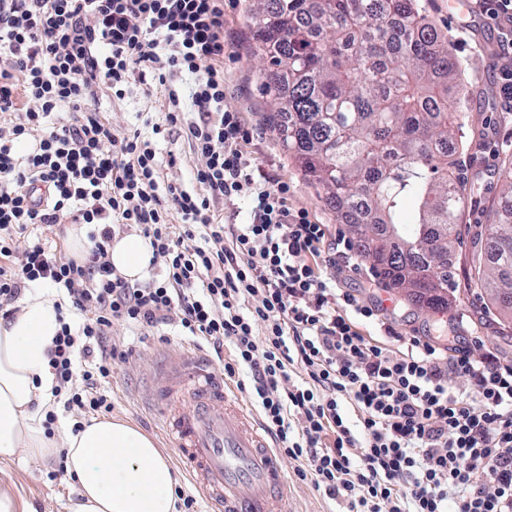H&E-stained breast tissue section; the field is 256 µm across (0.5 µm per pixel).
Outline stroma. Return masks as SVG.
Wrapping results in <instances>:
<instances>
[{"mask_svg": "<svg viewBox=\"0 0 512 512\" xmlns=\"http://www.w3.org/2000/svg\"><path fill=\"white\" fill-rule=\"evenodd\" d=\"M250 6L251 0H224V105L242 112L253 134L246 146L248 155L268 177L287 183L289 206L308 211L311 220L328 225L331 234L348 236L347 225L326 204L319 189L303 178L283 151L277 133L264 122L270 101L257 86L261 64L248 51L250 31L246 17ZM418 8L447 37L462 67L468 112L473 120L464 129L470 145L459 157L473 179L462 221L486 224L490 221L489 210L500 195L504 176L500 161L504 154L512 153V114L494 107L495 74L511 65L512 59L498 55L497 32L483 17L470 14L461 18L449 13L448 0H418ZM162 104L159 89L147 88L137 81L126 86L122 94L107 92L101 97L102 115L115 134L137 133L155 146L163 184L187 186L202 160L194 153L183 128L154 135L153 126L164 118ZM469 251L470 242L466 239L456 247L455 286L449 291V305L444 312L412 302L404 289L375 275L370 261H363L359 270L343 273V288L380 309L379 319L362 325L363 334L379 337L380 326L385 323L407 337L445 339L459 335L474 357L491 351L502 362H512V320L500 313L489 295L467 287L464 267ZM112 340L131 351L128 361L116 362L112 369L113 416L139 427L155 439L167 457H174L158 416L145 400L146 376L163 350L195 346L205 352L208 344L192 342L172 323L140 329L118 323L112 328ZM59 462L56 456L47 462L25 456L0 459V489L11 491L23 512H64L65 502L77 492V483L69 475L50 479V472L58 469ZM286 466L289 493L297 512H342V505L315 487L311 479L298 476L296 461L287 460Z\"/></svg>", "mask_w": 512, "mask_h": 512, "instance_id": "obj_1", "label": "stroma"}]
</instances>
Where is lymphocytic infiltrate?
I'll return each mask as SVG.
<instances>
[{
	"instance_id": "1",
	"label": "lymphocytic infiltrate",
	"mask_w": 512,
	"mask_h": 512,
	"mask_svg": "<svg viewBox=\"0 0 512 512\" xmlns=\"http://www.w3.org/2000/svg\"><path fill=\"white\" fill-rule=\"evenodd\" d=\"M152 72L167 103L158 135L181 122L168 77L196 78L195 190L160 188L151 142L116 136L101 116L102 90ZM3 116L0 321L28 286L64 288L48 366L65 411L111 413L112 366L127 356L114 323L175 318L215 355L232 346L224 369L245 370L237 386L281 455L305 462L347 512H512V364L423 336L394 350V331L363 335L375 312L335 276L355 260L352 243L290 209L287 184L258 176L243 150L250 132L224 106V0H0ZM231 197L249 200V222L216 223ZM67 218L91 228L79 261L33 236ZM132 224L164 263L142 283L108 255L116 227ZM452 373L468 377L469 397L449 387Z\"/></svg>"
}]
</instances>
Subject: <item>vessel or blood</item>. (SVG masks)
I'll use <instances>...</instances> for the list:
<instances>
[{
  "label": "vessel or blood",
  "instance_id": "obj_1",
  "mask_svg": "<svg viewBox=\"0 0 512 512\" xmlns=\"http://www.w3.org/2000/svg\"><path fill=\"white\" fill-rule=\"evenodd\" d=\"M153 401L210 512H291L288 477L269 432L225 385L221 368L200 353L174 351Z\"/></svg>",
  "mask_w": 512,
  "mask_h": 512
}]
</instances>
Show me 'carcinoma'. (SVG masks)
<instances>
[{
    "label": "carcinoma",
    "mask_w": 512,
    "mask_h": 512,
    "mask_svg": "<svg viewBox=\"0 0 512 512\" xmlns=\"http://www.w3.org/2000/svg\"><path fill=\"white\" fill-rule=\"evenodd\" d=\"M252 53L267 122L373 267L417 303L448 307V255L470 238V281L512 310V154L493 223L461 225L466 183L448 150L469 116L461 66L416 0H255Z\"/></svg>",
    "instance_id": "1"
}]
</instances>
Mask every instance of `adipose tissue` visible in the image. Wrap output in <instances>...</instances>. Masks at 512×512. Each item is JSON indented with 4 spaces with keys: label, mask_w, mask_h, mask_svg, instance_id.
Masks as SVG:
<instances>
[{
    "label": "adipose tissue",
    "mask_w": 512,
    "mask_h": 512,
    "mask_svg": "<svg viewBox=\"0 0 512 512\" xmlns=\"http://www.w3.org/2000/svg\"><path fill=\"white\" fill-rule=\"evenodd\" d=\"M109 259L117 274L134 282L150 268L152 248L143 237L117 236ZM58 329L55 302L39 289L28 294L20 315L0 326V458L53 453L43 421L61 409L47 357ZM64 446L77 480L65 512H176L172 468L154 438L134 424L94 418L80 432H66Z\"/></svg>",
    "instance_id": "ef3b65f1"
}]
</instances>
